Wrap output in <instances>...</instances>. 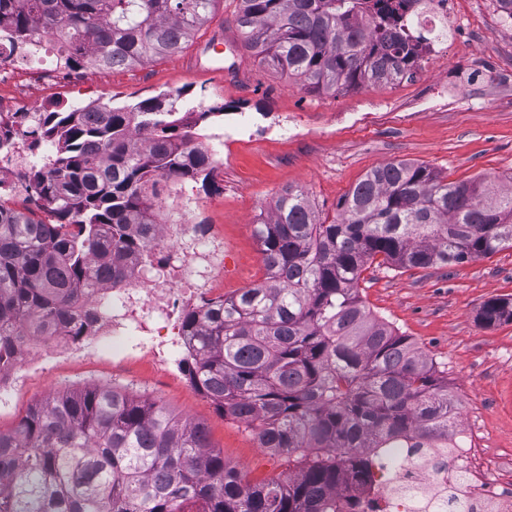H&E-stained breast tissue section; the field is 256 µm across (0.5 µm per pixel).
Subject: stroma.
I'll return each mask as SVG.
<instances>
[{"instance_id":"stroma-1","label":"stroma","mask_w":512,"mask_h":512,"mask_svg":"<svg viewBox=\"0 0 512 512\" xmlns=\"http://www.w3.org/2000/svg\"><path fill=\"white\" fill-rule=\"evenodd\" d=\"M234 0H220L214 19L181 53L131 69L86 68L69 79L35 81L30 105L68 106L94 98L122 105L162 92L186 106L211 110L195 131L224 136L212 183L188 184L200 221L224 229V295L265 274L253 226L269 216L286 188L303 190L321 215L376 167L409 160L449 181L484 180L512 189V88L496 86L495 70L512 67V29L501 27L483 0H464L466 37L430 72L389 85L312 93L294 77L260 64L246 49L205 46L217 29L233 33ZM223 74H213L215 66ZM296 123L301 133L288 132ZM361 297L379 319L408 336L436 364L457 407L459 424L482 448L490 473L512 457V322L486 326L484 302L512 298V248L443 267L374 266ZM0 429H13L35 402L87 384L125 388L203 423L231 467L256 480L287 475L284 456L258 449L253 434L227 418L179 367L160 372L144 359L116 362L111 351L91 360L61 357L45 368L15 369Z\"/></svg>"}]
</instances>
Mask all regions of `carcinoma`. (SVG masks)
Listing matches in <instances>:
<instances>
[{"instance_id": "1", "label": "carcinoma", "mask_w": 512, "mask_h": 512, "mask_svg": "<svg viewBox=\"0 0 512 512\" xmlns=\"http://www.w3.org/2000/svg\"><path fill=\"white\" fill-rule=\"evenodd\" d=\"M219 0H0L13 41L35 29L68 48L70 70H124L180 53ZM233 23L260 62L310 92L392 84L417 68L414 0H237ZM179 97L94 112L55 108L31 146L57 145L20 174L55 222L5 205L0 185V369L28 336L80 342L99 314L71 305L145 255L156 223L146 187L213 180ZM323 218L288 188L254 225L266 277L190 310L181 366L224 416L288 457V478L253 481L224 463L206 427L111 385L59 393L0 430V512H338L336 491L370 473L371 449L446 448L458 425L448 385L409 337L376 318L358 284L382 258L401 269L460 264L512 248V191L452 183L408 161L369 171ZM486 326L512 299L486 301Z\"/></svg>"}]
</instances>
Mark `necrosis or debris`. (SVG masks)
Returning <instances> with one entry per match:
<instances>
[{
  "mask_svg": "<svg viewBox=\"0 0 512 512\" xmlns=\"http://www.w3.org/2000/svg\"><path fill=\"white\" fill-rule=\"evenodd\" d=\"M458 0H428L425 12L414 14L418 28L435 31V43L428 46L429 63L448 59L449 48L460 37ZM0 56L8 70L0 79H14L18 87L9 98L0 99V130L10 134L13 152L0 158V180L15 193L26 187L17 173L28 156L24 149L25 123L19 114L29 87L18 81V71L27 64L39 66L40 75L63 78L67 75L65 55L42 31H35L23 47H12L5 31H0ZM174 219L156 225L151 239L152 263L135 264L124 284L103 281L92 286L86 301L101 313L99 326L108 337L112 352L121 359L148 358L156 368L168 371L185 350L181 316L210 299H220L224 291V235L212 229L200 233L190 206L174 205ZM95 342L80 345L64 337H37L29 340L25 360L42 362L66 355L87 357L97 352ZM344 512H433L447 501L463 503L466 512H512V467L505 469L498 484L475 467L471 437L458 432L449 448H404L398 464L386 460L375 463L368 482L348 481L339 493Z\"/></svg>",
  "mask_w": 512,
  "mask_h": 512,
  "instance_id": "obj_1",
  "label": "necrosis or debris"
}]
</instances>
